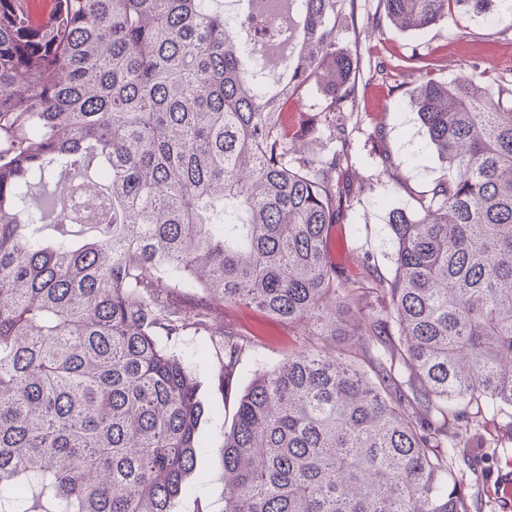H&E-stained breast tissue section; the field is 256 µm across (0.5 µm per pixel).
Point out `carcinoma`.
<instances>
[{"label": "carcinoma", "instance_id": "carcinoma-1", "mask_svg": "<svg viewBox=\"0 0 512 512\" xmlns=\"http://www.w3.org/2000/svg\"><path fill=\"white\" fill-rule=\"evenodd\" d=\"M20 2L0 0V512H175L203 406L160 339L218 337L225 386L259 337L224 331V304L303 337L238 399L224 512H469L449 460L471 419L512 436V89L420 67L444 174L392 211L393 276H350L341 158L288 160V103L314 84L344 111L355 0H247L295 34L267 85L259 37L209 0H51L48 30ZM381 2L404 32L455 10L512 26V0ZM76 170L105 223L47 241L33 190Z\"/></svg>", "mask_w": 512, "mask_h": 512}]
</instances>
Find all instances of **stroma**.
I'll use <instances>...</instances> for the list:
<instances>
[{"label": "stroma", "mask_w": 512, "mask_h": 512, "mask_svg": "<svg viewBox=\"0 0 512 512\" xmlns=\"http://www.w3.org/2000/svg\"><path fill=\"white\" fill-rule=\"evenodd\" d=\"M337 25L341 43L360 48L352 98L337 114L324 111L323 97L314 87L290 101V113L315 117L316 124L294 126L288 155H345L350 202L333 229L336 261L350 272L368 261L388 277L394 270L391 212L414 210L443 172L414 104L419 66L431 62L434 77L443 81L477 75L488 83L510 85L512 27L455 11L426 32H401L386 19L380 0H356L354 14L342 16ZM336 122L347 132L345 141L332 135ZM385 155L392 168L383 167ZM267 330L262 345L245 353L226 391L217 385L218 362L207 337L189 332L166 340L167 349L195 376L204 408V449L189 479L191 488L177 501L175 512H224V434L233 423L235 400L256 368L276 364L301 344L287 325L275 322ZM455 467L468 478L471 512H512V443L463 449Z\"/></svg>", "instance_id": "stroma-1"}]
</instances>
